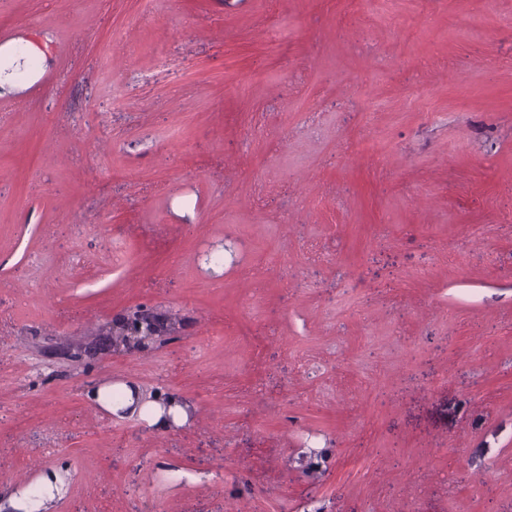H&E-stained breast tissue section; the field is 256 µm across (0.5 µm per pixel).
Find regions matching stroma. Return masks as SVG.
Segmentation results:
<instances>
[{
  "label": "stroma",
  "instance_id": "obj_1",
  "mask_svg": "<svg viewBox=\"0 0 512 512\" xmlns=\"http://www.w3.org/2000/svg\"><path fill=\"white\" fill-rule=\"evenodd\" d=\"M1 30L48 50L0 88V512L50 474L45 512H512V0ZM139 304L183 334L113 354ZM113 383L192 412L115 417ZM88 397L114 414L124 410H129L131 413L138 411L141 419L159 430H165L171 424H181L188 419V405L182 403L174 394L168 395L166 408L153 401L140 403L138 388L124 384L99 387L89 393Z\"/></svg>",
  "mask_w": 512,
  "mask_h": 512
}]
</instances>
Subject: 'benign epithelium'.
<instances>
[{
  "mask_svg": "<svg viewBox=\"0 0 512 512\" xmlns=\"http://www.w3.org/2000/svg\"><path fill=\"white\" fill-rule=\"evenodd\" d=\"M179 333L177 320L151 307L140 305L112 319V335L118 337L117 348L134 353Z\"/></svg>",
  "mask_w": 512,
  "mask_h": 512,
  "instance_id": "7a95c632",
  "label": "benign epithelium"
}]
</instances>
